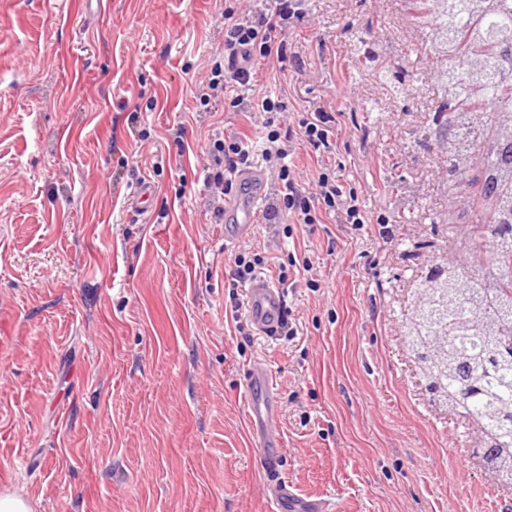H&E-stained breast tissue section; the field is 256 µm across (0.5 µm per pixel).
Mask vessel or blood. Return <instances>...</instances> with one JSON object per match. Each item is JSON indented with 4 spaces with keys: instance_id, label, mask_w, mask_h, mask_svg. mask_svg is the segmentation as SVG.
<instances>
[{
    "instance_id": "b4317fda",
    "label": "vessel or blood",
    "mask_w": 512,
    "mask_h": 512,
    "mask_svg": "<svg viewBox=\"0 0 512 512\" xmlns=\"http://www.w3.org/2000/svg\"><path fill=\"white\" fill-rule=\"evenodd\" d=\"M238 189L224 201V240L234 243L247 238L258 218V208L266 194V179L256 169L237 176ZM285 290L264 275L255 276L247 288L246 314L255 330L277 336L285 320ZM248 399V424L267 473L268 497L273 512H332L333 504L325 498H311L295 493L278 477L283 447L279 430L280 408L272 377L265 360L250 362L244 375Z\"/></svg>"
}]
</instances>
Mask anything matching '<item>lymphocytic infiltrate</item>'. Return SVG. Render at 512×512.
Here are the masks:
<instances>
[{"mask_svg": "<svg viewBox=\"0 0 512 512\" xmlns=\"http://www.w3.org/2000/svg\"><path fill=\"white\" fill-rule=\"evenodd\" d=\"M240 3L228 0L224 6V53L199 81L196 98L206 107L220 97L228 111L252 113L265 136L258 152L239 135L210 138L207 150L213 165L205 177L207 190L214 199H222L231 192L235 174L261 159L278 170L277 193L265 211L269 223L320 224L328 216L343 224L367 223L357 195L343 193L335 169L326 162L336 149L334 113L319 108L288 122L287 100L268 92L261 81V68L270 62L299 67V60L288 56L284 33L289 23L305 16L306 0H253L245 9ZM299 145L319 162L308 184L288 163Z\"/></svg>", "mask_w": 512, "mask_h": 512, "instance_id": "lymphocytic-infiltrate-1", "label": "lymphocytic infiltrate"}]
</instances>
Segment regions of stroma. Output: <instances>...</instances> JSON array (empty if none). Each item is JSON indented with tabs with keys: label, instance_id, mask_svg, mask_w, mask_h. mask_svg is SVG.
Returning <instances> with one entry per match:
<instances>
[{
	"label": "stroma",
	"instance_id": "35a3bbf8",
	"mask_svg": "<svg viewBox=\"0 0 512 512\" xmlns=\"http://www.w3.org/2000/svg\"><path fill=\"white\" fill-rule=\"evenodd\" d=\"M268 81L337 113L330 158L368 223L257 222L228 246L204 187L212 135L262 129L195 83L224 47V0H0V492L33 512H269L243 370L265 359L282 481L335 512H512L428 400L401 332L415 264L447 238L445 166L423 129L434 66L403 0H308ZM402 61L397 94L352 60ZM156 187L149 213L131 195ZM282 280L294 335L239 327L236 254ZM313 264L316 287L298 274ZM27 461L14 469L12 459Z\"/></svg>",
	"mask_w": 512,
	"mask_h": 512
}]
</instances>
